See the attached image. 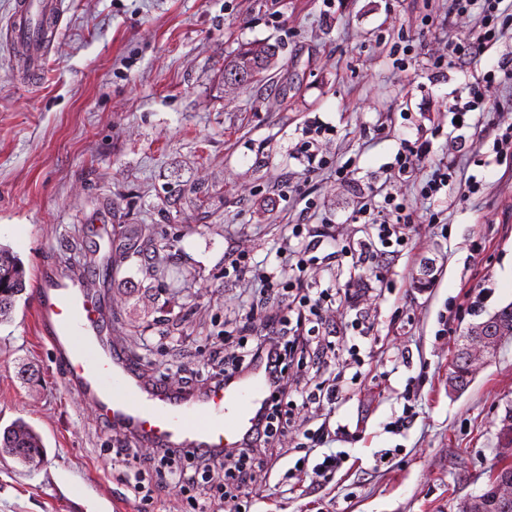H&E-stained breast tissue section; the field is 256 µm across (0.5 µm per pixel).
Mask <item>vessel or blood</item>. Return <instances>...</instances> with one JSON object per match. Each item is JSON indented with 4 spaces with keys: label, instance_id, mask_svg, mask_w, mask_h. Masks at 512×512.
Returning <instances> with one entry per match:
<instances>
[{
    "label": "vessel or blood",
    "instance_id": "obj_1",
    "mask_svg": "<svg viewBox=\"0 0 512 512\" xmlns=\"http://www.w3.org/2000/svg\"><path fill=\"white\" fill-rule=\"evenodd\" d=\"M59 25L48 0H16L10 38L39 66L46 41L30 31L41 20ZM35 314L51 342L64 379L91 407L97 420L130 427L147 443L205 450L240 442L258 407L267 399L260 377L204 392L161 389L147 382L139 366L113 346L104 319L105 301L84 278L44 265L38 273Z\"/></svg>",
    "mask_w": 512,
    "mask_h": 512
}]
</instances>
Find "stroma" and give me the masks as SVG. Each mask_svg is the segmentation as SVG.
<instances>
[{"label":"stroma","mask_w":512,"mask_h":512,"mask_svg":"<svg viewBox=\"0 0 512 512\" xmlns=\"http://www.w3.org/2000/svg\"><path fill=\"white\" fill-rule=\"evenodd\" d=\"M59 2V28L30 74L6 41L15 0H0V242L27 281L45 263L91 268L113 344L146 379L196 384L256 297L252 277L225 281L228 241L273 265L293 224L332 225L340 246L366 237L354 210L373 200L401 142H426L399 187L417 221L408 248L359 270L374 290V338L360 340L370 353L361 382L336 409L353 436L335 447L350 459L320 492L305 476L281 487L258 479L253 512H458L479 495L512 407V339L465 390L448 377L468 326L512 303V153L493 148L512 124V83L460 129L448 104L512 54V24L478 53L481 14L449 18L450 0ZM447 40L465 53L440 66ZM253 42L278 44V64L257 85L225 87V57ZM314 122L331 129L315 170L302 152ZM449 161L455 180L424 198ZM470 176L482 183L474 196L462 184ZM141 224L164 250L147 253ZM148 255L170 278L144 281ZM25 368L37 382L22 380ZM407 402L413 427L390 433ZM18 418L47 455L31 469L0 460V512H136L111 430L65 383L28 300L0 324V427ZM387 448L397 456L376 465Z\"/></svg>","instance_id":"1"}]
</instances>
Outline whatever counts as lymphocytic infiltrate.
Masks as SVG:
<instances>
[{
	"label": "lymphocytic infiltrate",
	"instance_id": "1",
	"mask_svg": "<svg viewBox=\"0 0 512 512\" xmlns=\"http://www.w3.org/2000/svg\"><path fill=\"white\" fill-rule=\"evenodd\" d=\"M451 2L457 15L469 13L472 6H480L483 13V26L477 36L480 49H489L500 40V21L507 15L504 0ZM501 78L512 80L511 57L503 58L496 68L476 75L468 85L467 96H454L448 104L449 111L457 119H465L484 105L489 90ZM425 157L423 146L402 142L382 204L365 202L357 208L356 219L367 220L375 234L360 241L355 251L356 265L367 264L384 249L408 245L414 218L400 198L398 183L402 175ZM292 235L298 239V246L284 245L279 265L257 275L261 285L259 303L285 301L287 314L267 315L263 334L254 337L251 345L237 355L217 356L202 379L208 388L235 385L255 375L264 379L269 399L256 412L243 446L201 453L181 448H154L143 453L120 444L113 446L114 459L134 464L138 476L137 482L130 486L134 496L148 502L179 493L186 496L191 512H214L212 505L216 502L223 504L224 512H248L245 501L252 496L256 471L272 473L287 458L289 451L282 444L288 437L296 440L293 450L299 452L300 463L308 466L310 486L314 490L326 488L347 462L348 452H328L324 446L334 435L348 436V425L333 427L325 421L318 428L306 429L300 423L301 415L315 408L335 413L341 401L339 389L321 382L307 386L289 377L288 370L293 362L307 361L316 372L326 373L344 356H356L360 351L358 345L345 350L338 344L344 332L333 307L337 298L358 301L368 291L327 287L294 292L292 283L286 279L289 267L306 271L314 263L313 253L322 245H333L336 237L329 229L308 230L301 224L293 225Z\"/></svg>",
	"mask_w": 512,
	"mask_h": 512
}]
</instances>
